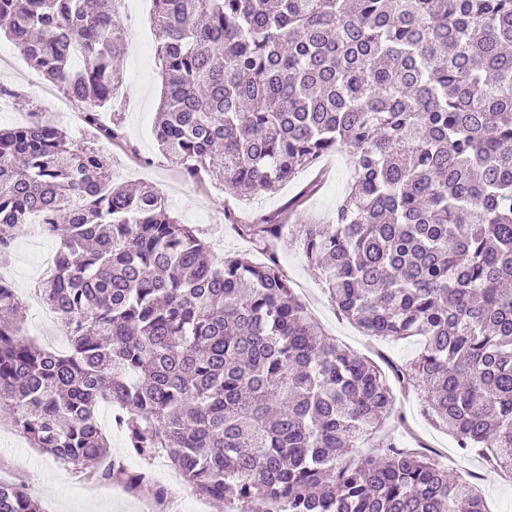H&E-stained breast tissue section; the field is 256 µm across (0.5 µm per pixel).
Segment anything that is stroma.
Wrapping results in <instances>:
<instances>
[{"instance_id": "obj_1", "label": "stroma", "mask_w": 512, "mask_h": 512, "mask_svg": "<svg viewBox=\"0 0 512 512\" xmlns=\"http://www.w3.org/2000/svg\"><path fill=\"white\" fill-rule=\"evenodd\" d=\"M152 0H130L126 30L128 47L122 60L124 82L120 89V110L127 132L123 146L102 144L110 154L123 179L145 180L164 194L172 212L182 223L197 227L209 241L215 258L225 252H250L251 246L239 238L225 213H235L250 221L260 215L279 210L299 189L300 181L313 178V171L301 173L299 181L286 183L274 194L258 192L239 199L213 181L194 184L185 181L176 164L159 152L153 128L159 107L163 78L156 54L158 33L153 22ZM0 49L6 50L13 63L0 66V83L25 91L24 99L9 106V118H0L6 128L12 118L28 112H47L67 128L75 144L85 145L87 135L72 114L59 107L64 93L34 71L20 50L0 35ZM326 173L321 192L291 216L294 224H326L331 222L336 205L342 198L350 175L331 154L318 163ZM279 257L283 270L300 300L306 304L320 329L335 339L337 345L357 355L371 358L380 365L408 364L419 351L418 339L376 340L364 336L354 324L342 318L330 301L316 269L312 268L297 247L281 242ZM397 410L405 422H387L388 435L409 440L417 437L450 474L475 477L485 498L487 512H512V475L490 468L475 455H464L448 433L434 427L422 413L418 388L399 393ZM0 478L32 484L44 512H138V500L149 499V492L140 496H124L114 488L92 487L77 474L55 462L48 454L31 448L26 437L0 414Z\"/></svg>"}]
</instances>
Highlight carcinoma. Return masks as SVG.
Segmentation results:
<instances>
[{
    "mask_svg": "<svg viewBox=\"0 0 512 512\" xmlns=\"http://www.w3.org/2000/svg\"><path fill=\"white\" fill-rule=\"evenodd\" d=\"M154 2L162 155L247 196L346 152L332 221L299 225L295 244L340 315L373 338L418 337L419 353L386 375L318 333L275 258L213 262L156 187L115 178L94 142L126 141L116 0H0V28L83 104L89 132L78 147L39 112L0 129V264L45 216L56 251L38 292L69 342L23 338L0 281V407L31 447L160 503L148 471L114 469L101 404L128 454L163 456L200 496L249 512H486L476 482L417 448H355L395 416L392 378L512 475V0ZM288 216L228 222L267 252ZM0 512L42 509L0 483Z\"/></svg>",
    "mask_w": 512,
    "mask_h": 512,
    "instance_id": "obj_1",
    "label": "carcinoma"
}]
</instances>
